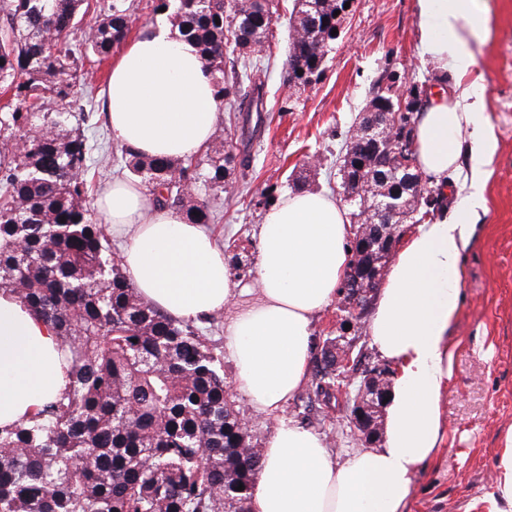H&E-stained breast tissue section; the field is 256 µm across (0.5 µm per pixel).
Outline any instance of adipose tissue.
<instances>
[{
	"label": "adipose tissue",
	"instance_id": "adipose-tissue-1",
	"mask_svg": "<svg viewBox=\"0 0 512 512\" xmlns=\"http://www.w3.org/2000/svg\"><path fill=\"white\" fill-rule=\"evenodd\" d=\"M423 62L458 77L473 74L471 49L487 21L475 0H415ZM112 138L149 157L188 159L222 120L213 79L197 47L165 24L124 41L106 90ZM470 87L437 92L412 130L418 167L447 187L461 165L452 219H428L402 236L377 293L368 333L392 368L382 447L336 465L325 435L288 419L289 400L308 383L313 322L337 298L351 264L354 226L327 192L286 193L263 214L256 297L236 282L215 235L180 212L153 206L148 191L116 181L96 202L101 223L122 240L120 263L138 295L173 318L234 315L224 346L239 389L256 412L275 419L262 450L250 512H404L413 478L433 462L443 439L441 397L452 378L450 329L462 304L463 256L486 207L488 166L497 139ZM470 131L463 148L462 129ZM68 386L53 330L11 291L0 290V426L30 420ZM491 512H512V427L492 466Z\"/></svg>",
	"mask_w": 512,
	"mask_h": 512
}]
</instances>
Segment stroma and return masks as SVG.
Wrapping results in <instances>:
<instances>
[{"label": "stroma", "instance_id": "35a3bbf8", "mask_svg": "<svg viewBox=\"0 0 512 512\" xmlns=\"http://www.w3.org/2000/svg\"><path fill=\"white\" fill-rule=\"evenodd\" d=\"M490 20V35L474 46L475 74L484 90L485 119L498 138L487 209L480 213L475 241L464 256L463 303L450 330L455 346L453 376L442 399L444 440L433 463L416 473L405 512H487L493 490L490 462L497 437L512 426V0H479ZM294 0H283L281 16L269 38L274 61L264 82L266 95L258 130L245 152L251 158L249 190L221 198L214 231L257 255L261 195L296 191L295 179L309 187L342 195L338 156L345 136L368 105L375 84L388 87L401 102L426 103L439 90L453 91L456 77L424 65L418 49L413 0H353L345 29L329 53L317 83L294 87L286 82L284 62ZM84 134L91 146L87 178L93 193L118 180L121 147L108 129L105 101L96 97ZM318 166H311V159ZM368 317L352 318L342 301L318 317L315 343L326 338L353 339L362 363L384 366L368 335ZM288 418L327 435L337 464L382 447L355 436L350 400L336 392L330 402L306 403L297 395Z\"/></svg>", "mask_w": 512, "mask_h": 512}]
</instances>
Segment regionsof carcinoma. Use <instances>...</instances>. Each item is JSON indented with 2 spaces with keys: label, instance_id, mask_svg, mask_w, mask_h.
Returning a JSON list of instances; mask_svg holds the SVG:
<instances>
[{
  "label": "carcinoma",
  "instance_id": "obj_1",
  "mask_svg": "<svg viewBox=\"0 0 512 512\" xmlns=\"http://www.w3.org/2000/svg\"><path fill=\"white\" fill-rule=\"evenodd\" d=\"M281 0L266 14L247 0H158L173 8L179 35L192 41L215 81V96L230 112L262 104L264 51ZM336 0H295L303 33L289 41L290 80L308 85L324 70L337 38ZM84 0H0V89L15 105L0 107V289L36 309L70 356L68 393L31 421L0 427V512H250L260 449L242 430L224 376L193 322L173 319L143 301L114 262L85 179L86 116L71 112L80 60L109 56L130 29L127 0H109L83 25ZM231 50L224 51L227 41ZM232 55L224 72V54ZM406 110L382 138L364 140L353 127L342 146L348 168L359 280L373 290V271L399 226L434 214L438 199L411 192L403 165L420 179L410 138L414 102L401 106L377 87L370 107ZM130 176L154 205L175 209L191 224L214 219L229 170L249 168L250 157L213 148L187 160L160 159L121 148ZM389 189L404 210L390 217L375 209ZM66 221H61V218ZM237 277L251 270L248 256L224 249ZM341 386L336 355L322 351L314 395ZM244 486L238 491L236 487Z\"/></svg>",
  "mask_w": 512,
  "mask_h": 512
}]
</instances>
